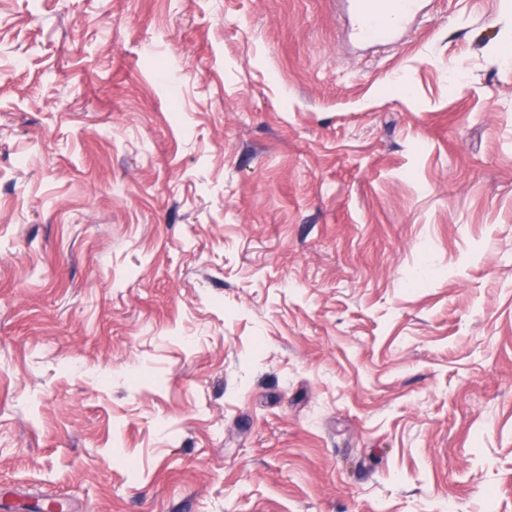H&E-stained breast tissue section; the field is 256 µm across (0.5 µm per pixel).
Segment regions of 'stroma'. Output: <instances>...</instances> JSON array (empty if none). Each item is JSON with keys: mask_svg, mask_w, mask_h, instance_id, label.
<instances>
[{"mask_svg": "<svg viewBox=\"0 0 512 512\" xmlns=\"http://www.w3.org/2000/svg\"><path fill=\"white\" fill-rule=\"evenodd\" d=\"M0 0V512H512V0ZM363 42L392 43L423 15L425 0H343Z\"/></svg>", "mask_w": 512, "mask_h": 512, "instance_id": "35a3bbf8", "label": "stroma"}]
</instances>
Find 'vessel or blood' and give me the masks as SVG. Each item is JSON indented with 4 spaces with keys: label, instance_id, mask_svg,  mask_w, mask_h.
I'll use <instances>...</instances> for the list:
<instances>
[{
    "label": "vessel or blood",
    "instance_id": "vessel-or-blood-1",
    "mask_svg": "<svg viewBox=\"0 0 512 512\" xmlns=\"http://www.w3.org/2000/svg\"><path fill=\"white\" fill-rule=\"evenodd\" d=\"M357 38L392 43L423 14L424 0H345Z\"/></svg>",
    "mask_w": 512,
    "mask_h": 512
}]
</instances>
